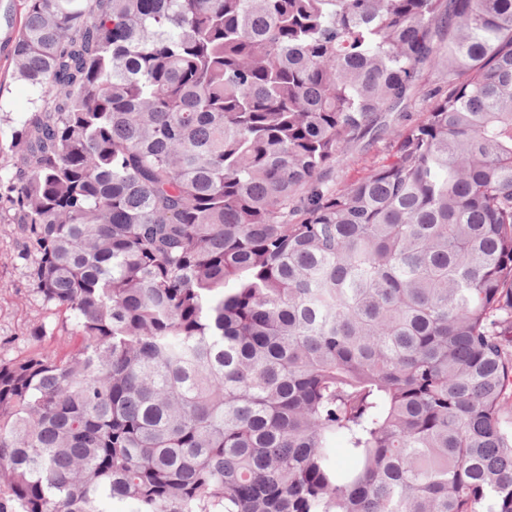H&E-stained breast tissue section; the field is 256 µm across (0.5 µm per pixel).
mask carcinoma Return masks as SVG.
<instances>
[{
  "mask_svg": "<svg viewBox=\"0 0 512 512\" xmlns=\"http://www.w3.org/2000/svg\"><path fill=\"white\" fill-rule=\"evenodd\" d=\"M21 10L0 512H512V0ZM435 80L436 78L434 75H425L422 83V92L420 94V97L417 98L415 103H412V105L409 106V108L406 111H404L408 112V116L405 118H399L397 116L398 112H394L387 115V121L390 122V124L392 125H403L411 121H417L419 119H422L424 113L426 112V108L429 102L428 93H430L431 89H433L436 85ZM391 152L389 142L379 141L365 147L359 144L348 150L333 170L330 179L336 189H344L366 175L368 169L382 163ZM23 239L17 224L0 223V360L9 362L43 347L58 354L72 348L73 322L68 312L46 304L32 290ZM45 325L46 336L33 341V329Z\"/></svg>",
  "mask_w": 512,
  "mask_h": 512,
  "instance_id": "carcinoma-1",
  "label": "carcinoma"
}]
</instances>
